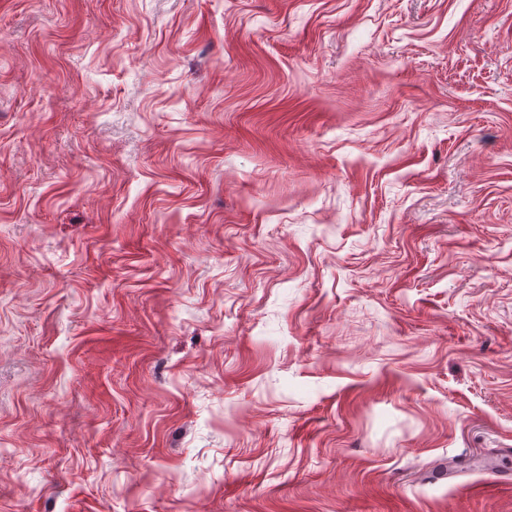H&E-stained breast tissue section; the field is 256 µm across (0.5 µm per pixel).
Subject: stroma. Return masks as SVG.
<instances>
[{"instance_id": "stroma-1", "label": "stroma", "mask_w": 512, "mask_h": 512, "mask_svg": "<svg viewBox=\"0 0 512 512\" xmlns=\"http://www.w3.org/2000/svg\"><path fill=\"white\" fill-rule=\"evenodd\" d=\"M512 0H0V512H512Z\"/></svg>"}]
</instances>
